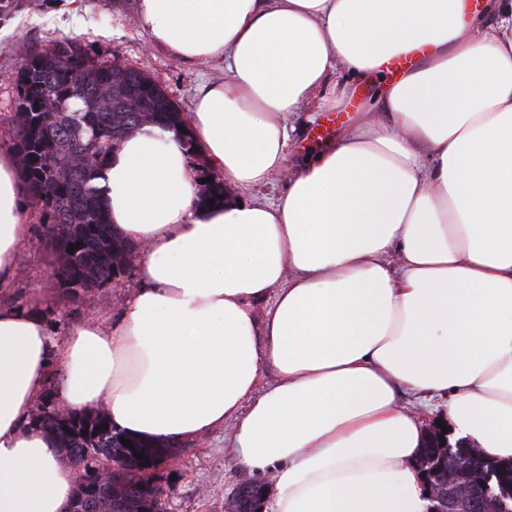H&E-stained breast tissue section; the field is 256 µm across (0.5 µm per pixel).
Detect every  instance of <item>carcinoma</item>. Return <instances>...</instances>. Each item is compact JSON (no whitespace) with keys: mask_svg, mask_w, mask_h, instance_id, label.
<instances>
[{"mask_svg":"<svg viewBox=\"0 0 512 512\" xmlns=\"http://www.w3.org/2000/svg\"><path fill=\"white\" fill-rule=\"evenodd\" d=\"M55 50L69 56L72 66L59 64L56 55L43 50L30 55L17 73V134L12 148L20 155L28 194L43 207L50 241L58 242L64 233L62 225L72 224L73 233L85 243L55 270L59 286L74 293L89 280H112L113 263L124 260L118 253L120 245L112 241L102 189L96 183L110 153L149 120L175 133L183 132V121L179 108L148 76L131 69L126 80L115 85L116 63L100 61L73 39L55 42ZM68 118L88 131L96 166L56 179L52 171L60 161ZM30 423L53 434L58 451L77 462L74 497L80 496L97 462L108 459L120 465L116 486L129 512H162L161 502L147 509L142 493L145 473L126 465L120 435L105 414L89 413L80 423L66 422L45 400ZM484 466L502 475L496 495L512 496V461L490 458Z\"/></svg>","mask_w":512,"mask_h":512,"instance_id":"1","label":"carcinoma"}]
</instances>
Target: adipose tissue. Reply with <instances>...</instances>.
I'll return each mask as SVG.
<instances>
[{"mask_svg":"<svg viewBox=\"0 0 512 512\" xmlns=\"http://www.w3.org/2000/svg\"><path fill=\"white\" fill-rule=\"evenodd\" d=\"M137 2L153 45L223 60L186 119L238 193L198 206L181 139L150 123L110 154L103 202L142 284L62 345L0 308V512L72 498L75 469L29 422L53 362L66 406H105L127 435L230 426L236 466L274 480L271 512H425L411 389L446 397L454 438L512 459V0ZM394 61L378 112L275 200L245 197L283 170L301 105L342 102L334 72ZM21 191L0 153V284L30 240Z\"/></svg>","mask_w":512,"mask_h":512,"instance_id":"obj_1","label":"adipose tissue"}]
</instances>
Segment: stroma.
Returning <instances> with one entry per match:
<instances>
[{
	"instance_id": "obj_1",
	"label": "stroma",
	"mask_w": 512,
	"mask_h": 512,
	"mask_svg": "<svg viewBox=\"0 0 512 512\" xmlns=\"http://www.w3.org/2000/svg\"><path fill=\"white\" fill-rule=\"evenodd\" d=\"M64 39L77 40L92 56L146 74L185 113L202 81L224 75L221 61L188 65L152 46L139 21L136 0H34L33 7L0 22V152L10 150L14 135L17 71L31 54ZM383 84L379 77L351 87L343 105L334 110L302 106L294 120L296 130L283 171L253 189V196L261 200L278 197L297 163L316 151L318 143L347 130L353 112L377 107ZM22 207L31 238L15 274L0 285V307L43 311L60 343L87 318L117 315L140 284L136 261H129L119 276L99 290L75 295L66 292L53 278L59 255L49 242L40 204L26 194ZM229 433L224 426L174 444L172 462L154 474L164 491L167 512H227L233 489L249 478L230 456L226 446Z\"/></svg>"
}]
</instances>
